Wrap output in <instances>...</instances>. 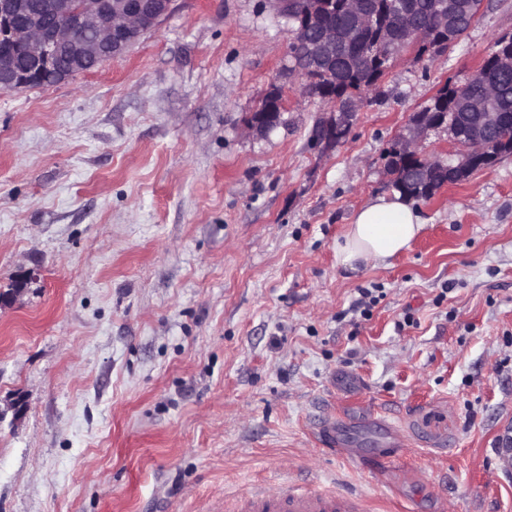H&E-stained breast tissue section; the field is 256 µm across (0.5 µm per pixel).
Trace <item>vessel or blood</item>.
I'll return each instance as SVG.
<instances>
[{
    "label": "vessel or blood",
    "instance_id": "1",
    "mask_svg": "<svg viewBox=\"0 0 512 512\" xmlns=\"http://www.w3.org/2000/svg\"><path fill=\"white\" fill-rule=\"evenodd\" d=\"M242 512H363L362 500L354 494L334 493L309 485L290 484L282 493L256 489L241 498Z\"/></svg>",
    "mask_w": 512,
    "mask_h": 512
}]
</instances>
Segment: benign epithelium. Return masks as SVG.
<instances>
[{
	"mask_svg": "<svg viewBox=\"0 0 512 512\" xmlns=\"http://www.w3.org/2000/svg\"><path fill=\"white\" fill-rule=\"evenodd\" d=\"M174 0H0V89H26L45 83L46 74H56L57 83L89 71L90 65L123 56L143 35L156 29L170 14ZM279 14L290 21L292 72L306 81L317 72L336 65L346 46L347 32L361 30L370 22V0H344V23L327 22L326 0H272ZM482 5L472 0H442L438 14L441 27L457 23ZM389 29L398 31L399 48L418 46V23L411 6L392 18ZM457 106L477 117V125L468 134L458 133L448 116L438 112H414L405 133L391 144L395 156L413 154L422 157L420 145L432 131L448 135V159L430 160L412 170L411 178L424 184L433 182L437 173L452 172L455 182L468 180L478 170L495 165L502 157L512 156V142L498 137L501 113L496 111L493 95L484 88H458ZM285 110L282 91L274 90L264 99L261 111L252 113L246 127L254 134H265L278 126ZM360 102L335 100L334 111L316 126L322 150L332 149L350 135Z\"/></svg>",
	"mask_w": 512,
	"mask_h": 512,
	"instance_id": "obj_1",
	"label": "benign epithelium"
}]
</instances>
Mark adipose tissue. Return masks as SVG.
<instances>
[{
	"mask_svg": "<svg viewBox=\"0 0 512 512\" xmlns=\"http://www.w3.org/2000/svg\"><path fill=\"white\" fill-rule=\"evenodd\" d=\"M424 227L417 210L400 194L376 197L355 214L336 244L339 263L376 266L407 249Z\"/></svg>",
	"mask_w": 512,
	"mask_h": 512,
	"instance_id": "adipose-tissue-1",
	"label": "adipose tissue"
}]
</instances>
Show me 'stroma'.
Masks as SVG:
<instances>
[{"label": "stroma", "mask_w": 512, "mask_h": 512, "mask_svg": "<svg viewBox=\"0 0 512 512\" xmlns=\"http://www.w3.org/2000/svg\"><path fill=\"white\" fill-rule=\"evenodd\" d=\"M506 33L484 0L443 56L399 54L325 152L271 0H176L124 57L0 91V512H236L284 479L512 512V157L416 201L388 263L336 260L410 114ZM271 93V96L265 98L259 108L264 112H253L248 117L246 127L249 132L262 135L281 123L286 105L285 99L280 90H273ZM277 108L279 112H275Z\"/></svg>", "instance_id": "1"}]
</instances>
